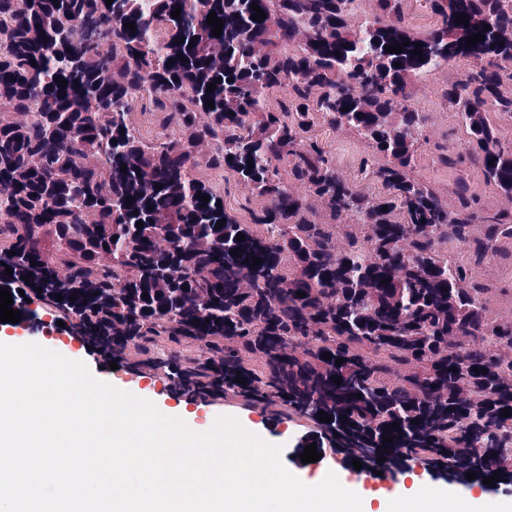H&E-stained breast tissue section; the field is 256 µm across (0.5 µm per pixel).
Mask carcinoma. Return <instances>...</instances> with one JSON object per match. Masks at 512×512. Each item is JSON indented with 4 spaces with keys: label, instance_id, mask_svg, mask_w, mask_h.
Masks as SVG:
<instances>
[{
    "label": "carcinoma",
    "instance_id": "1",
    "mask_svg": "<svg viewBox=\"0 0 512 512\" xmlns=\"http://www.w3.org/2000/svg\"><path fill=\"white\" fill-rule=\"evenodd\" d=\"M350 2L0 0V104L22 116L0 112V274L34 270L39 288H65L66 310L112 359L163 368L180 397L231 392L315 422L322 410L334 442L385 476L412 455L508 481L512 314L489 318V286L441 247L480 264L512 242V147L490 119L512 118V4L421 0L435 24L417 34L407 0H373L360 24ZM253 4L265 19L252 20ZM395 44L403 52H385ZM458 59L474 69L439 94L468 145L437 143V159L481 168L508 202L492 211L463 185L450 203L413 175L426 124L413 98ZM146 87L181 139L135 134L126 103ZM277 88L286 97L271 111ZM316 113L368 142L364 170L382 194L359 193L303 139ZM198 168L267 204L239 223ZM171 222L178 236L163 247Z\"/></svg>",
    "mask_w": 512,
    "mask_h": 512
}]
</instances>
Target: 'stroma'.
<instances>
[{
	"instance_id": "35a3bbf8",
	"label": "stroma",
	"mask_w": 512,
	"mask_h": 512,
	"mask_svg": "<svg viewBox=\"0 0 512 512\" xmlns=\"http://www.w3.org/2000/svg\"><path fill=\"white\" fill-rule=\"evenodd\" d=\"M419 111L425 112L428 122L425 133L428 141L422 144L416 154L414 174L434 188L446 199H453L459 181H466L469 191L478 198L481 205L492 210L502 204L493 187L489 185L483 173L472 166L460 169H448L437 164L435 143H444L455 147L466 144L467 136L459 119L449 117V109L434 95H418L413 100ZM127 109L131 114L133 126L140 138L147 143L162 140H175L180 136L176 124L161 125L149 93H141L129 99ZM310 137L316 139L329 156L345 157L348 161L344 176L356 181L361 174L360 162L368 154L369 147L355 134L338 131L324 123L315 121ZM503 257L489 260L482 265L470 264L466 250L455 243L443 247L449 258L459 265L467 267L470 275L491 286L484 296V306L488 316H496L505 303L512 299V243H502ZM5 335L14 337L19 343H36L54 350L64 357L84 362L91 374L98 379L111 378L113 383L123 385L133 395L144 399H155L159 404L174 407L179 400L164 388V374L159 370L132 372L127 367L111 369L108 363L100 361L91 350L68 335L45 336L33 330H20L13 324L0 325ZM230 415L237 417L248 431L262 435L266 441L282 445L284 465L294 473L301 472L304 465L301 454L308 445H316L323 462L346 469L350 460L345 452L336 450L327 441L322 440L318 427L303 418L293 416L281 420L270 408L259 403H247L231 394L203 402L197 413V422L202 426L213 425L216 418Z\"/></svg>"
}]
</instances>
